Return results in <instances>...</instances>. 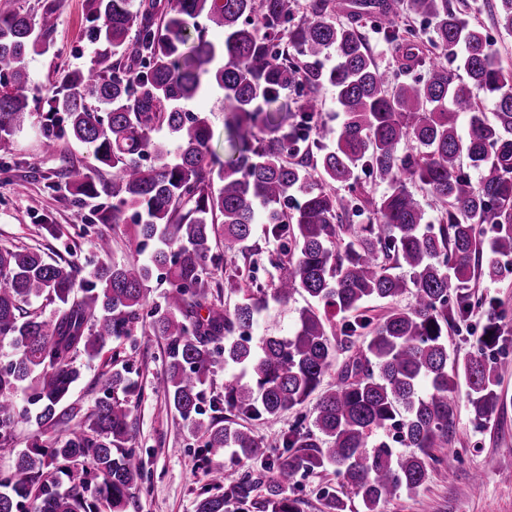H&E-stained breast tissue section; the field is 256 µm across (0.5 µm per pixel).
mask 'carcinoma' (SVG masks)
<instances>
[{
	"instance_id": "1",
	"label": "carcinoma",
	"mask_w": 512,
	"mask_h": 512,
	"mask_svg": "<svg viewBox=\"0 0 512 512\" xmlns=\"http://www.w3.org/2000/svg\"><path fill=\"white\" fill-rule=\"evenodd\" d=\"M26 0H0V152L26 122L29 99L47 106L40 128L52 150L72 139L91 163L64 161L57 178L76 203L105 195L95 224L131 219L144 260L101 262L90 278L69 261H47L26 249L0 250V448L20 421L37 435L76 421L60 444L34 442L0 477V512H127L129 493L144 481L141 458L126 447L130 413L125 397L133 354L117 351L104 398L89 412L69 402L87 362L121 344L144 324L166 341L163 390L168 403L204 438L203 452L232 448L259 464L215 472L198 495L196 512H225L234 501L260 512H301L288 495L297 477L334 468L341 487L364 512L398 491L413 492L435 465L434 449L448 443L459 381L468 387L474 419H490L500 404L492 356L512 337L502 303L470 291L481 278L500 282L512 267V70L502 66L481 25L451 0H357L355 14L377 23L401 68L425 70L393 80L376 65L353 22H336V0H311L296 19L294 0H83L87 30L102 45L89 63L59 86L33 88L23 61L53 46L56 0L39 13ZM432 28L428 44L393 21L395 3ZM492 18L512 36V0H493ZM220 28L214 42L208 30ZM330 86L341 121L320 123L318 92ZM294 89L300 111L274 108ZM205 93L222 95L224 148L191 105ZM494 100L486 114L481 97ZM468 119V135L458 132ZM254 128L271 136L258 138ZM167 130V137L154 133ZM479 180L463 172V163ZM363 169L386 184L379 224H352L361 211ZM109 178L94 181L92 173ZM348 189L337 197L335 185ZM416 184L439 205L429 221ZM267 225L274 249L255 247L249 275L224 282L242 293L234 308L209 297L208 268L217 233L224 250L247 247L254 226ZM271 265L274 288L253 272ZM169 288L163 305L145 309L156 272ZM302 308L287 336L254 341L251 329L268 296L281 304L298 293ZM376 318L372 302L393 304ZM45 299L53 317L27 307ZM486 315L476 351L450 358L448 327L473 308ZM368 336L364 346L357 337ZM349 356L336 383L321 389L339 353ZM251 375L224 386L234 418L194 417L206 375L217 363ZM318 394L312 420L300 415L276 452L237 419L274 424ZM95 472L101 481L90 484Z\"/></svg>"
}]
</instances>
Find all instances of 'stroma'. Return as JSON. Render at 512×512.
<instances>
[{
	"label": "stroma",
	"instance_id": "35a3bbf8",
	"mask_svg": "<svg viewBox=\"0 0 512 512\" xmlns=\"http://www.w3.org/2000/svg\"><path fill=\"white\" fill-rule=\"evenodd\" d=\"M469 20L480 21L504 65L512 67V37L495 26L485 0H453ZM56 48L44 55H29L24 66L34 87L58 84L64 75L89 62L97 49L87 37L83 0H59L58 24L54 33ZM45 118L42 104H35L24 129L11 140L14 168L0 172V248H28L55 261L75 260L83 273H90L99 258L92 246L94 237L110 238V257L115 261L137 259L136 242L125 226L91 223L90 207L72 203L63 194L51 192L47 179L62 166L64 159L86 161L85 151L75 142L61 141L56 152L43 150L38 130ZM54 225L48 234L46 225ZM87 235H79L81 225ZM213 250L221 254L219 265L209 268L213 296L227 307H234L241 295L223 288L228 275L243 270V252L228 255L222 242ZM307 296L295 295L288 304L269 301L254 327V337L288 335ZM137 352L130 362V376L140 392L128 400L132 438L150 478L130 491L129 512H195V501L210 481L211 468L221 465L245 467V460L222 449L201 456V438L191 436L188 423L170 409L162 390L165 370V341L148 329L137 330ZM499 390L504 400L491 419L480 422L468 410L465 389H458V416L448 435L447 452L455 460L434 467L425 483L412 493L401 492L388 498L380 512H512V343L496 352ZM112 368L109 355L84 368L70 400L83 410H91L102 397L103 384ZM339 489L333 470L299 477L293 496L301 499L302 512H325L324 492Z\"/></svg>",
	"mask_w": 512,
	"mask_h": 512
}]
</instances>
